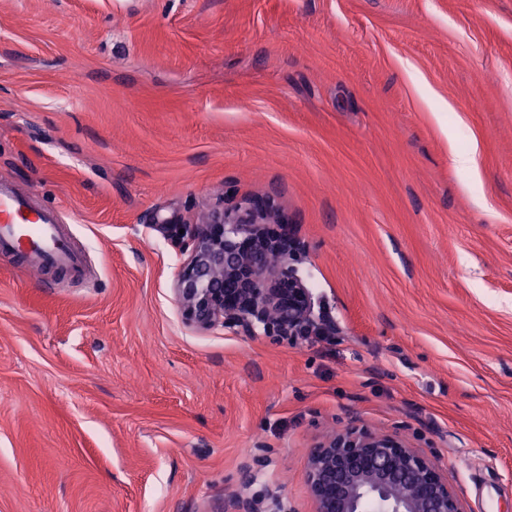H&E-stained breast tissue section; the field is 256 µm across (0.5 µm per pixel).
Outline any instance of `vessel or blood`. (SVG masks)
<instances>
[{
	"mask_svg": "<svg viewBox=\"0 0 512 512\" xmlns=\"http://www.w3.org/2000/svg\"><path fill=\"white\" fill-rule=\"evenodd\" d=\"M0 254L22 255L37 267L80 272L83 260L72 248L52 209H33L26 196L0 188Z\"/></svg>",
	"mask_w": 512,
	"mask_h": 512,
	"instance_id": "b4317fda",
	"label": "vessel or blood"
}]
</instances>
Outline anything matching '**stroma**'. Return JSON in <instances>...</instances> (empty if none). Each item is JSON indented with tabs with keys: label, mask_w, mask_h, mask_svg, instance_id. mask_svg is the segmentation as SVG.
<instances>
[{
	"label": "stroma",
	"mask_w": 512,
	"mask_h": 512,
	"mask_svg": "<svg viewBox=\"0 0 512 512\" xmlns=\"http://www.w3.org/2000/svg\"><path fill=\"white\" fill-rule=\"evenodd\" d=\"M0 182L89 266L0 256V512H313L351 424L512 512V0H0ZM265 200L335 335L182 322L168 225Z\"/></svg>",
	"instance_id": "obj_1"
}]
</instances>
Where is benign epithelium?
Segmentation results:
<instances>
[{
	"mask_svg": "<svg viewBox=\"0 0 512 512\" xmlns=\"http://www.w3.org/2000/svg\"><path fill=\"white\" fill-rule=\"evenodd\" d=\"M269 203L243 213L214 208L199 224L173 226L186 258L173 282L185 325L238 328L246 336H329L336 325L314 315L295 262L300 243ZM314 512H464L440 466L391 434L353 425L328 433L307 456ZM216 512H256L240 496Z\"/></svg>",
	"mask_w": 512,
	"mask_h": 512,
	"instance_id": "obj_1",
	"label": "benign epithelium"
}]
</instances>
